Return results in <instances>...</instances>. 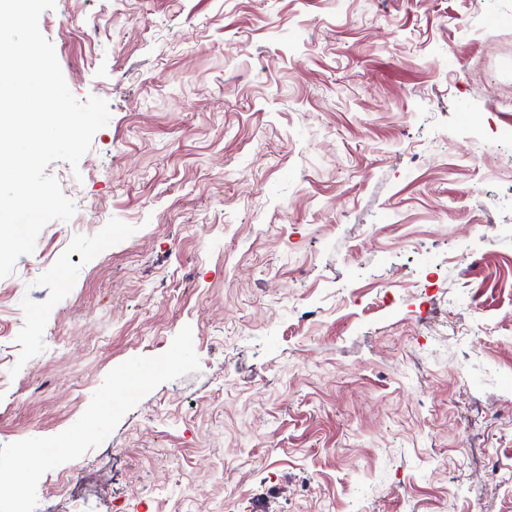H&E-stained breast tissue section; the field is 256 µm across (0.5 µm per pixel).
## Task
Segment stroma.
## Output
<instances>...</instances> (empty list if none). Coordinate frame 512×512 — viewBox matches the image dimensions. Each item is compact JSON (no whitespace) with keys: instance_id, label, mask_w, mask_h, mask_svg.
Listing matches in <instances>:
<instances>
[{"instance_id":"obj_1","label":"stroma","mask_w":512,"mask_h":512,"mask_svg":"<svg viewBox=\"0 0 512 512\" xmlns=\"http://www.w3.org/2000/svg\"><path fill=\"white\" fill-rule=\"evenodd\" d=\"M39 27L111 118L0 278V458L78 443L29 512H512V0Z\"/></svg>"}]
</instances>
